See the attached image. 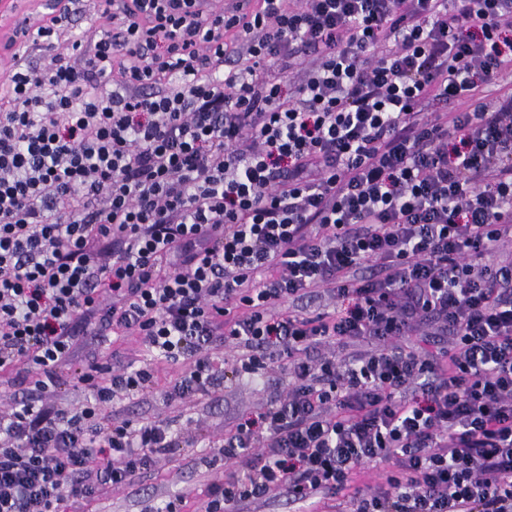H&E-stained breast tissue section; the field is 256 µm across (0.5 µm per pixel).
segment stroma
Returning a JSON list of instances; mask_svg holds the SVG:
<instances>
[{"label":"stroma","instance_id":"35a3bbf8","mask_svg":"<svg viewBox=\"0 0 512 512\" xmlns=\"http://www.w3.org/2000/svg\"><path fill=\"white\" fill-rule=\"evenodd\" d=\"M150 360L151 354L136 336H111L93 350L82 352L77 366H115L130 359ZM184 371L183 364L161 362L156 366V387L150 394L109 406L106 416L138 423L168 417L180 438L178 448L155 458L150 468L135 475L130 487L103 488L91 503L63 502V512H154L164 500L185 497L189 512H196L208 486L224 479L228 469L214 460V447L240 419L261 411L288 384L283 367L271 368L259 382L229 380L211 390L200 403L187 408L167 406L165 392Z\"/></svg>","mask_w":512,"mask_h":512}]
</instances>
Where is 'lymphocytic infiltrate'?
Masks as SVG:
<instances>
[{
    "label": "lymphocytic infiltrate",
    "instance_id": "obj_1",
    "mask_svg": "<svg viewBox=\"0 0 512 512\" xmlns=\"http://www.w3.org/2000/svg\"><path fill=\"white\" fill-rule=\"evenodd\" d=\"M99 20L0 73V374L30 376L0 394V512H59L175 445L103 413L151 365L71 372L111 333L185 364L173 402L287 359V390L225 433L204 512L280 491L512 512V0H123ZM349 340L367 347L310 357ZM65 384L85 401L50 402Z\"/></svg>",
    "mask_w": 512,
    "mask_h": 512
}]
</instances>
